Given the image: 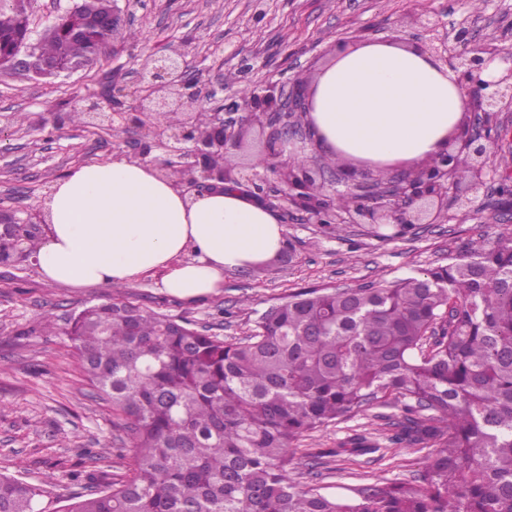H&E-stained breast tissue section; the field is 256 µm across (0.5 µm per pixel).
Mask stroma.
Returning <instances> with one entry per match:
<instances>
[{"mask_svg": "<svg viewBox=\"0 0 512 512\" xmlns=\"http://www.w3.org/2000/svg\"><path fill=\"white\" fill-rule=\"evenodd\" d=\"M441 30L467 28L470 50H512V0H134L123 7V33L92 67L55 79L0 71V206L42 210L58 181L74 167L130 157L135 131L75 124L71 112L113 84L133 91L136 71L153 54L183 46L200 63L202 81L233 93L268 80L311 76L329 63L336 43H355L399 31L419 36L411 15ZM25 113L24 124L13 123ZM496 188L445 224H425L395 238L374 236L363 224L337 231L274 211L287 228L285 255L257 270L228 271L219 294L185 302L160 288L159 276L124 289L144 311L160 313L226 339L254 330L268 307L289 292L317 286L354 287L390 281L447 263L499 233ZM103 284L70 288L45 281L31 259L0 267V472L32 483L52 475V495L91 493L90 474L125 472L133 449L113 424L112 406L86 380L71 342L44 328L86 306L110 301ZM384 444L383 453L347 454L356 436ZM383 411L372 408L294 442L297 471L340 449L311 484L327 495L377 479L410 481L428 452L388 443Z\"/></svg>", "mask_w": 512, "mask_h": 512, "instance_id": "stroma-1", "label": "stroma"}]
</instances>
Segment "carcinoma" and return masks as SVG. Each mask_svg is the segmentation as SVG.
<instances>
[{
  "label": "carcinoma",
  "mask_w": 512,
  "mask_h": 512,
  "mask_svg": "<svg viewBox=\"0 0 512 512\" xmlns=\"http://www.w3.org/2000/svg\"><path fill=\"white\" fill-rule=\"evenodd\" d=\"M80 16L112 0H77ZM65 13L37 57L93 64L120 26L72 35ZM32 40L25 0H0V70ZM36 247L25 228L0 240ZM89 382L134 454L123 475L62 509L0 473V512H512V225L448 263L384 283L306 288L226 341L119 291L71 316ZM372 406L396 407L391 440L433 449L411 482L328 496L291 477L292 443Z\"/></svg>",
  "instance_id": "cac0c4a2"
}]
</instances>
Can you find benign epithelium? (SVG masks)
Instances as JSON below:
<instances>
[{
	"label": "benign epithelium",
	"instance_id": "1",
	"mask_svg": "<svg viewBox=\"0 0 512 512\" xmlns=\"http://www.w3.org/2000/svg\"><path fill=\"white\" fill-rule=\"evenodd\" d=\"M412 23L429 34L422 49L435 59L450 63L459 73L467 97L466 120L450 136L455 143L453 150L433 158L419 171L395 170L394 180L382 186L372 178L357 180L343 172L333 173L326 184L318 183L309 169L287 162L286 147L305 139L301 118L307 112L308 98L305 84L298 79L288 84L269 81L248 98L222 97L219 111L213 113L211 137H198L192 112L203 100L214 98L216 91H203L181 48L146 59L138 72L131 103L122 100L121 90L114 87L110 93L91 95L85 112L94 126L123 132L135 129L143 144L159 143L168 155V165L160 169L161 174L173 171L178 164L195 169L194 179L182 186V192L190 197L228 184L243 187L263 201L277 192L288 208L306 214L311 223L342 224L344 218L336 211V194L343 192L355 199L349 212L351 224H445L448 206L468 210L485 191L493 172L491 148L500 135L496 117L504 106L512 107V67L503 77L487 82L481 74L499 52L481 51L468 56L458 50V46L471 40L468 29H458L450 40L426 18L415 17ZM14 65L25 73L35 72L33 46L21 51ZM179 110L184 112V118L178 125L159 122L160 114ZM242 110L250 111L252 121L268 130L265 150L271 162L267 170L276 177L277 187L257 173L233 168L218 174L207 165L208 155L218 150L227 153L240 143L241 131L236 124ZM460 153L468 154L472 160L470 175L463 181L453 178L454 158ZM44 223L38 214L0 207L1 233L16 225L39 233Z\"/></svg>",
	"mask_w": 512,
	"mask_h": 512
}]
</instances>
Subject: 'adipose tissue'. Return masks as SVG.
I'll return each mask as SVG.
<instances>
[{"instance_id":"obj_1","label":"adipose tissue","mask_w":512,"mask_h":512,"mask_svg":"<svg viewBox=\"0 0 512 512\" xmlns=\"http://www.w3.org/2000/svg\"><path fill=\"white\" fill-rule=\"evenodd\" d=\"M467 100L458 74L401 34L335 50L310 89L305 154L387 173L448 145ZM50 232L32 255L44 279L72 288L130 285L161 273L163 291L196 300L286 246L287 229L239 188L184 195L154 164L115 158L72 169L47 202ZM192 260H184L187 251Z\"/></svg>"}]
</instances>
